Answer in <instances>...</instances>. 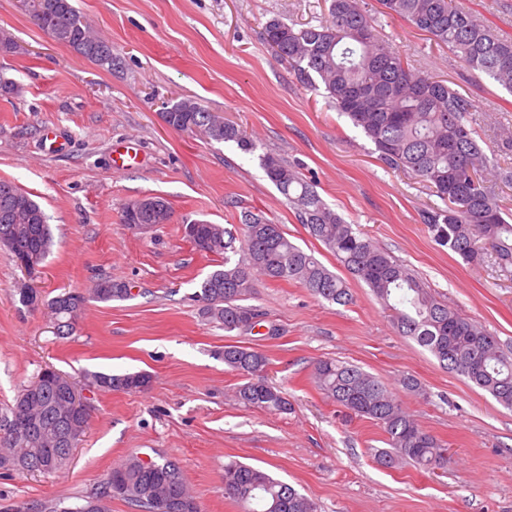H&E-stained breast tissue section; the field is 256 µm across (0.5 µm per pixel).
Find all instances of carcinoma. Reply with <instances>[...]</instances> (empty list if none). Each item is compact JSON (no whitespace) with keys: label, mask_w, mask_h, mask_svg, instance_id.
<instances>
[{"label":"carcinoma","mask_w":512,"mask_h":512,"mask_svg":"<svg viewBox=\"0 0 512 512\" xmlns=\"http://www.w3.org/2000/svg\"><path fill=\"white\" fill-rule=\"evenodd\" d=\"M384 13L409 21L413 27L448 47L472 73L483 75L512 92V37L500 34L459 0H380ZM28 11L38 26L57 42L91 62L112 68V47L85 23L74 0H29ZM265 43L274 57L288 62L299 81L317 91L345 115L375 146L388 167L419 179L444 202L422 214L437 240L466 264H491L502 272L512 267V210L502 208L503 187H512V166L499 164L495 151H486L475 128L468 97L426 70L409 66L380 39L362 0H330L329 18L318 26L295 27L280 19L266 22ZM179 131L199 133L217 142H233L250 153L257 143L237 124L207 110L195 99L183 98L162 112ZM268 180L294 210L309 236L321 242L354 279L364 281L389 313L397 332L429 351L444 369L465 377L499 404L512 408V356L500 350L496 337L478 322L451 309L426 288L420 277L377 245L356 225L344 220L322 198L316 185L302 177L299 167L278 155L259 156ZM26 209L16 212L12 197ZM194 248L220 258L195 291L201 314L224 331L245 334L256 327L243 317L257 310L247 300L263 281L293 282L329 303L352 301L347 280L329 270L313 254L296 245L281 225L261 213L246 211L230 228L196 220ZM53 236L48 217L32 195L0 180V249L15 264H42L51 253ZM130 284L98 279L90 296L63 292L41 296L51 329L60 338L70 335L74 304L125 300ZM224 365L244 383L235 400L272 414L285 413L290 403L269 383L267 356L254 349L226 345ZM87 385L100 391L137 392L152 377L145 372L86 374ZM313 381L345 416L368 419L386 436L378 461L387 468L412 462L435 472L448 465V449L403 408L392 388L362 368L338 360H320ZM31 414L44 420L41 435L26 439L14 434L11 420ZM84 434L65 397L60 377L39 384L36 398L25 385L14 403L0 413V467L17 475L51 474L64 469L72 450L60 449L58 439L67 423ZM186 502L182 512H201L179 463L130 455L112 467L96 488L66 506L33 503L27 512H110L114 499L134 512H171L172 499ZM224 497L239 512H317L314 502L293 486L267 472L230 460L224 463Z\"/></svg>","instance_id":"carcinoma-1"}]
</instances>
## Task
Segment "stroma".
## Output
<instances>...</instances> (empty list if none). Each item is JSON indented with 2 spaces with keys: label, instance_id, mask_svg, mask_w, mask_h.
Listing matches in <instances>:
<instances>
[{
  "label": "stroma",
  "instance_id": "35a3bbf8",
  "mask_svg": "<svg viewBox=\"0 0 512 512\" xmlns=\"http://www.w3.org/2000/svg\"><path fill=\"white\" fill-rule=\"evenodd\" d=\"M112 46V68L56 43L21 0H0V179L33 194L49 217L51 255L27 277L0 251V408L42 368L82 382L88 372H146L141 392H98L88 427L62 472L0 477V512L34 502H74L135 453L176 459L202 512H239L224 497V463L259 467L313 500L318 512H512V409L394 330L364 282L350 280L346 306L295 283L262 282L252 300L283 331L227 333L207 322L192 295L211 255L184 235L192 220L235 224L263 211L332 271L335 257L312 239L259 166L269 151L299 163L348 223L417 273L449 307L493 333L512 353V273L466 265L441 246L425 211L441 201L423 182L382 163L374 146L323 94L310 91L263 40L273 18L317 26L330 0H75ZM379 36L408 62L470 98L489 146L512 128V94L475 79L447 47L363 0ZM194 98L254 137L258 151L176 131L161 117L172 99ZM54 130L66 147L44 146ZM134 146L137 163L114 172L112 150ZM150 196L169 222L146 231L121 221L127 203ZM132 284L130 299L89 302L72 336L50 330L44 308L19 304L28 283L45 295L87 292L102 277ZM262 351L267 378L292 411L273 415L237 403L242 379L216 356L226 345ZM360 366L398 389L403 407L448 446V468L428 473L374 460L385 445L371 422H343L312 380L317 361ZM421 394L400 389L403 377Z\"/></svg>",
  "mask_w": 512,
  "mask_h": 512
}]
</instances>
